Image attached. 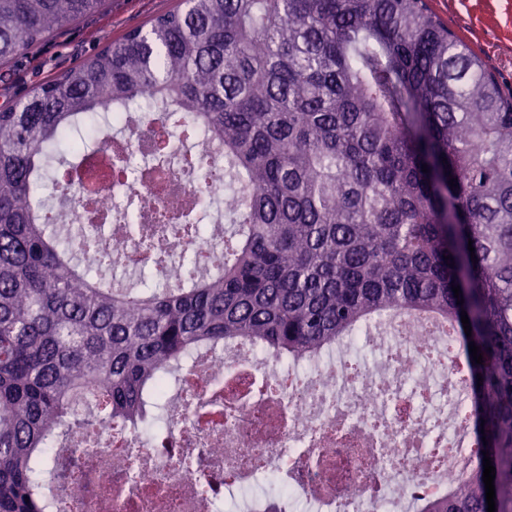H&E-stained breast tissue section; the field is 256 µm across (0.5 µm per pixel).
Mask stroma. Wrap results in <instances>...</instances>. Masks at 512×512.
Listing matches in <instances>:
<instances>
[{"instance_id": "stroma-1", "label": "stroma", "mask_w": 512, "mask_h": 512, "mask_svg": "<svg viewBox=\"0 0 512 512\" xmlns=\"http://www.w3.org/2000/svg\"><path fill=\"white\" fill-rule=\"evenodd\" d=\"M175 0H106L100 11L0 64V107L75 66L131 29L172 8ZM436 16L512 91V0H428Z\"/></svg>"}]
</instances>
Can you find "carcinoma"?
<instances>
[{
    "label": "carcinoma",
    "instance_id": "obj_1",
    "mask_svg": "<svg viewBox=\"0 0 512 512\" xmlns=\"http://www.w3.org/2000/svg\"><path fill=\"white\" fill-rule=\"evenodd\" d=\"M103 4L0 0V61ZM108 103L176 113L217 147L192 181L202 205L233 169L237 229L186 285L112 288L85 262L106 226L75 242L45 221L54 147L76 146L78 174ZM173 231L199 236L195 213ZM399 312L456 326L474 438L512 512V92L426 0H180L0 108V512H53V479L82 459L45 460L91 424L80 402L124 427L150 403L160 424L168 377L198 350L291 359ZM479 458L419 512H487Z\"/></svg>",
    "mask_w": 512,
    "mask_h": 512
}]
</instances>
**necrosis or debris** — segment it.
I'll return each mask as SVG.
<instances>
[{"mask_svg": "<svg viewBox=\"0 0 512 512\" xmlns=\"http://www.w3.org/2000/svg\"><path fill=\"white\" fill-rule=\"evenodd\" d=\"M127 127L136 146L166 144L168 170L137 180L90 160L65 220L81 227L105 213L116 268L176 262L187 242L164 221L191 206L187 178L212 147L201 139L183 149L162 119ZM129 198L158 219L151 248L128 231ZM436 342L430 316L399 314L375 339L378 375L330 350L282 368L249 345L234 346L220 368L187 365L177 382L195 405L169 413L163 433L118 432L103 420L68 435V448L90 452L74 475L84 512H408L448 496L449 469L473 468L479 448L459 446L449 430V407L468 395ZM283 468L295 483L277 496L266 479Z\"/></svg>", "mask_w": 512, "mask_h": 512, "instance_id": "4bbe7bcc", "label": "necrosis or debris"}]
</instances>
